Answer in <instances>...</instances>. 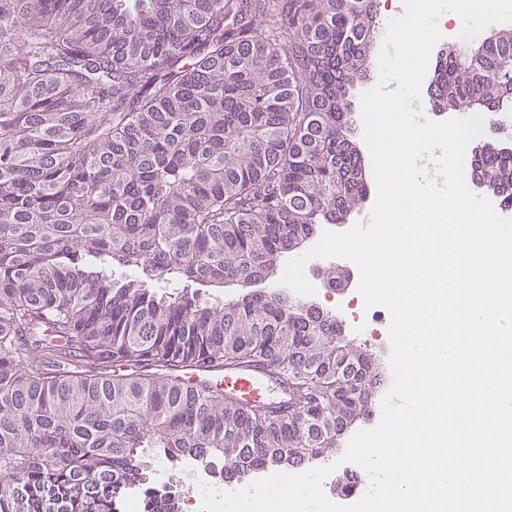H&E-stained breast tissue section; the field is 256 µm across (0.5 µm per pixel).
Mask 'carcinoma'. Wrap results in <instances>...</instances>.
Instances as JSON below:
<instances>
[{
    "label": "carcinoma",
    "mask_w": 512,
    "mask_h": 512,
    "mask_svg": "<svg viewBox=\"0 0 512 512\" xmlns=\"http://www.w3.org/2000/svg\"><path fill=\"white\" fill-rule=\"evenodd\" d=\"M378 29L376 0H0V512H113L162 458L300 465L370 416L373 358L257 285L366 198L350 91ZM436 101L500 126L512 29L452 49ZM481 150L512 187V148ZM185 367H270L288 401Z\"/></svg>",
    "instance_id": "obj_1"
}]
</instances>
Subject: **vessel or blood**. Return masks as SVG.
Here are the masks:
<instances>
[{"instance_id": "1", "label": "vessel or blood", "mask_w": 512, "mask_h": 512, "mask_svg": "<svg viewBox=\"0 0 512 512\" xmlns=\"http://www.w3.org/2000/svg\"><path fill=\"white\" fill-rule=\"evenodd\" d=\"M183 377L191 386L218 384L225 391L248 401L272 397L281 403L286 399L284 387L278 386L272 374L263 368L224 371L189 368L184 371Z\"/></svg>"}]
</instances>
